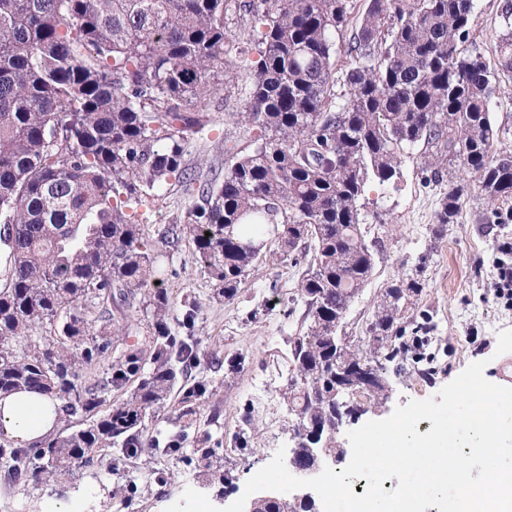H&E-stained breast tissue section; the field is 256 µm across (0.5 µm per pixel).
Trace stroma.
<instances>
[{"instance_id":"obj_1","label":"stroma","mask_w":512,"mask_h":512,"mask_svg":"<svg viewBox=\"0 0 512 512\" xmlns=\"http://www.w3.org/2000/svg\"><path fill=\"white\" fill-rule=\"evenodd\" d=\"M506 2L476 0L468 45L489 60L502 35L498 16ZM207 111L211 129L193 142L189 161L208 173L223 168L222 139L235 126L221 97L209 99ZM427 156L420 144L405 150L396 182L381 185L368 181L361 198L363 231L373 252L374 273L349 311L344 334L365 335L377 295L395 279L416 272L424 284L423 292L405 315L416 319L429 315L434 335L441 338L439 344L427 348L433 357L431 375L387 371L391 396L379 413L383 419L397 406L435 396L474 362H484L488 381L505 385L501 368L512 362V306L498 300L492 290L499 258L496 246L503 232L512 233V223L504 227L483 222L488 202L475 185L474 175L457 162L449 169L451 182L464 184L467 190L455 223L444 236H436V211L449 182L426 180L423 166ZM193 251L191 243H183L171 261L177 274L164 282L176 298L172 316L182 319L184 297L199 298L195 336L204 347L225 355L240 352L246 358L244 370L236 375L212 373L206 361L194 371L195 376L213 379L217 389L218 424L210 425V409L205 406L197 426L221 441L225 482L202 484L196 466L179 454L145 456L115 470L102 465L43 484L27 496L0 481V512H44L56 502L64 512H165L189 488L211 500L221 493L235 500L243 494L246 481L266 466L280 447L290 446L295 419L281 393L288 382L286 338L294 334L303 312L302 304L292 300L298 269L288 259L259 260L234 303L227 305L212 298L209 280L198 269ZM426 252L432 259L424 271H417V259ZM246 415L251 418V444L241 449L235 447L233 436ZM161 471L168 475L162 485L156 480Z\"/></svg>"}]
</instances>
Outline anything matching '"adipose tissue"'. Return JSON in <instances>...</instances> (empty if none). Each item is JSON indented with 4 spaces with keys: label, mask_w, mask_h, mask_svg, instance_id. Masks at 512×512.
Wrapping results in <instances>:
<instances>
[{
    "label": "adipose tissue",
    "mask_w": 512,
    "mask_h": 512,
    "mask_svg": "<svg viewBox=\"0 0 512 512\" xmlns=\"http://www.w3.org/2000/svg\"><path fill=\"white\" fill-rule=\"evenodd\" d=\"M60 403L32 390L0 395V433L28 444L53 434L63 422Z\"/></svg>",
    "instance_id": "adipose-tissue-1"
}]
</instances>
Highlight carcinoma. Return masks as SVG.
<instances>
[{
	"instance_id": "1",
	"label": "carcinoma",
	"mask_w": 512,
	"mask_h": 512,
	"mask_svg": "<svg viewBox=\"0 0 512 512\" xmlns=\"http://www.w3.org/2000/svg\"><path fill=\"white\" fill-rule=\"evenodd\" d=\"M357 2L0 0V392L51 394L66 422L29 448L0 441V471L20 491L99 466L105 449L136 460L189 444L188 461L221 480L211 471L220 442L196 434L211 395V381L190 375L198 303L180 336L160 285L176 272L159 257L186 239L226 304L269 241L275 256L305 265L283 392L295 437L320 427L323 447H336L340 368L375 375L355 402L366 412L388 399L380 355L429 373L418 342L430 318L414 322L413 346L397 326L423 290L418 278L376 297V337L336 342L374 271L359 199L421 143L478 176L491 205L485 223H508L512 154L495 142L509 129L495 125L490 105L497 72L512 73V7L501 15L495 71L466 45L475 0H364L362 12ZM248 43L255 62L240 57ZM216 95L242 100L228 116L248 145L224 147L223 180L202 181L186 156L210 123L201 103ZM167 185L190 190L193 204L150 236L147 214ZM463 195L450 184L437 235ZM134 307L146 314L141 325L128 319ZM211 364L238 374L245 357L214 350ZM130 383L126 398L101 410ZM174 392L173 430L148 432ZM259 512L315 509L283 495Z\"/></svg>"
}]
</instances>
